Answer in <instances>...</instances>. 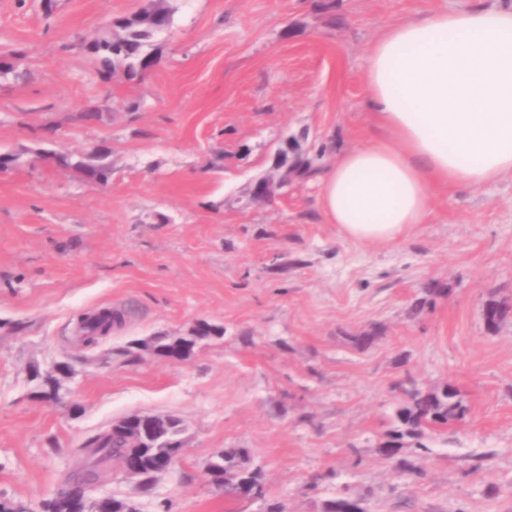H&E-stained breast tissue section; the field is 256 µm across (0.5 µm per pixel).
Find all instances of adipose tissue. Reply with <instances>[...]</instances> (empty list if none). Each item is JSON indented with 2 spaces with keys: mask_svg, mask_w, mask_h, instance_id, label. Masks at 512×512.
Masks as SVG:
<instances>
[{
  "mask_svg": "<svg viewBox=\"0 0 512 512\" xmlns=\"http://www.w3.org/2000/svg\"><path fill=\"white\" fill-rule=\"evenodd\" d=\"M364 81L387 137L320 177L321 209L341 239L393 243L427 220L431 185L512 177V4L391 23L369 49Z\"/></svg>",
  "mask_w": 512,
  "mask_h": 512,
  "instance_id": "1",
  "label": "adipose tissue"
}]
</instances>
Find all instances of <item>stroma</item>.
<instances>
[{
  "label": "stroma",
  "mask_w": 512,
  "mask_h": 512,
  "mask_svg": "<svg viewBox=\"0 0 512 512\" xmlns=\"http://www.w3.org/2000/svg\"><path fill=\"white\" fill-rule=\"evenodd\" d=\"M503 0H168L171 30L138 81H101L85 42L145 0H0V499L38 512L79 445L131 413L172 416L184 453L142 492L112 465L87 494L139 512H324L340 494L366 512H512V321L483 306L512 293V178L434 190L428 221L391 246L341 240L317 178L238 209L291 140L320 169L380 137L364 106L369 48L391 21ZM102 117L78 120L87 102ZM106 148L107 184L45 160ZM445 296L419 313L432 285ZM123 316L96 344L78 318ZM223 326L179 362L156 345L196 321ZM376 331L365 350L353 334ZM63 362L57 403L35 372ZM453 383L462 423L422 440L417 478L379 452L396 382ZM245 448L265 496L215 489L205 468ZM484 321L489 329L495 330L512 318V294H503L486 301Z\"/></svg>",
  "instance_id": "1"
}]
</instances>
